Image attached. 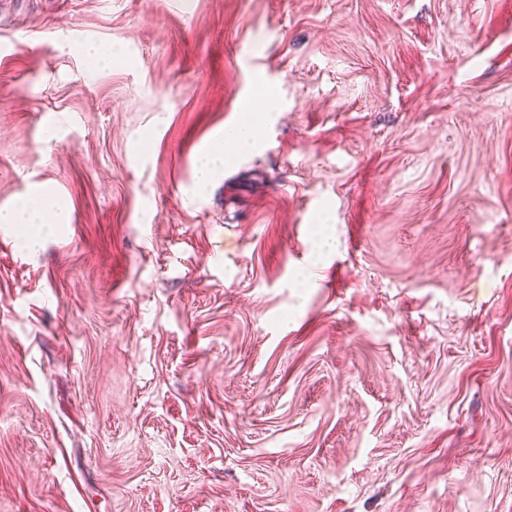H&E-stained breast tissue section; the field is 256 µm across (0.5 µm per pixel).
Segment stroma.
<instances>
[{
    "label": "stroma",
    "mask_w": 512,
    "mask_h": 512,
    "mask_svg": "<svg viewBox=\"0 0 512 512\" xmlns=\"http://www.w3.org/2000/svg\"><path fill=\"white\" fill-rule=\"evenodd\" d=\"M41 190L0 512H512V0H0V209ZM260 125L251 118V122H245L237 129L222 133L211 140L207 145L197 166V184L204 189L211 181L219 167L224 166V161L230 155H235L254 146Z\"/></svg>",
    "instance_id": "stroma-1"
}]
</instances>
